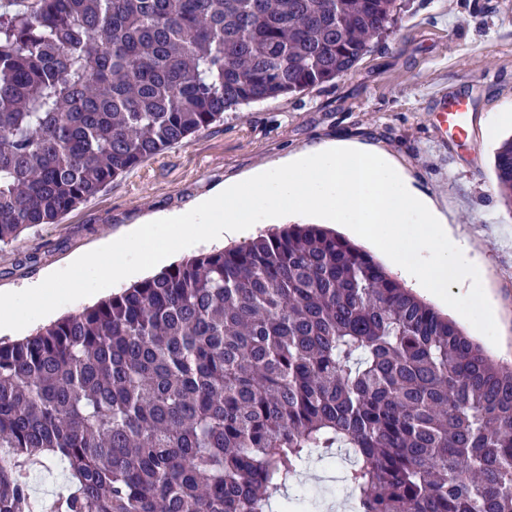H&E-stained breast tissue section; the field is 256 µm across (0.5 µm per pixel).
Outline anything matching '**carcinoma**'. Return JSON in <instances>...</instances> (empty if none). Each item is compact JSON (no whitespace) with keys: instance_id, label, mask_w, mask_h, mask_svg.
<instances>
[{"instance_id":"carcinoma-1","label":"carcinoma","mask_w":512,"mask_h":512,"mask_svg":"<svg viewBox=\"0 0 512 512\" xmlns=\"http://www.w3.org/2000/svg\"><path fill=\"white\" fill-rule=\"evenodd\" d=\"M397 0H10L0 244L224 113L331 83ZM512 208V138L494 155ZM349 512H512V367L369 253L290 224L0 342V512H273L314 455ZM63 465L57 461L49 460L44 466L36 468L31 474L32 494L37 498L52 497L65 493L68 482ZM39 485L49 486V489L41 494H36V487Z\"/></svg>"}]
</instances>
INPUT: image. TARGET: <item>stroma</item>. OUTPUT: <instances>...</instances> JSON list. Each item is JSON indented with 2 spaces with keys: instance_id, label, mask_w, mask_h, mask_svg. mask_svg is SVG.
Returning <instances> with one entry per match:
<instances>
[{
  "instance_id": "obj_1",
  "label": "stroma",
  "mask_w": 512,
  "mask_h": 512,
  "mask_svg": "<svg viewBox=\"0 0 512 512\" xmlns=\"http://www.w3.org/2000/svg\"><path fill=\"white\" fill-rule=\"evenodd\" d=\"M397 21L346 75L294 96L228 112L220 124L146 159L57 223L0 246V292L21 288L76 255L119 239L158 213L185 209L224 183L323 142L374 146L422 192L452 207L460 234L484 262L500 342L472 338L512 364V211L494 185L493 154L512 127L483 134L512 113V0H401ZM472 104L468 142L440 135L441 97ZM343 457L313 460L288 490L298 512L345 504Z\"/></svg>"
}]
</instances>
